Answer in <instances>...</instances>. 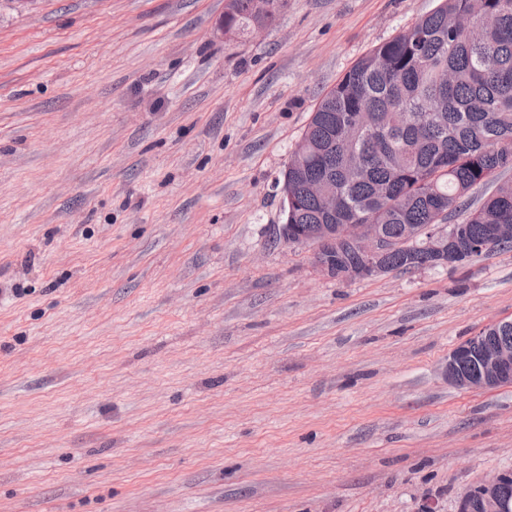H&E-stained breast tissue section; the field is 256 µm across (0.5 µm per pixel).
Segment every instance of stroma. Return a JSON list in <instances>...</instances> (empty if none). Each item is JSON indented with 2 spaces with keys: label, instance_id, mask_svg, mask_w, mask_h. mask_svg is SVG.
Instances as JSON below:
<instances>
[{
  "label": "stroma",
  "instance_id": "stroma-1",
  "mask_svg": "<svg viewBox=\"0 0 512 512\" xmlns=\"http://www.w3.org/2000/svg\"><path fill=\"white\" fill-rule=\"evenodd\" d=\"M437 0L0 5V512H457L512 469V249L342 282L283 247L321 97ZM280 0H226L224 5V29L226 34H244L256 25L267 26L275 18ZM489 329L509 332L512 320L487 326L457 345L445 365L448 382L460 388L485 390L512 385V333L486 336Z\"/></svg>",
  "mask_w": 512,
  "mask_h": 512
}]
</instances>
